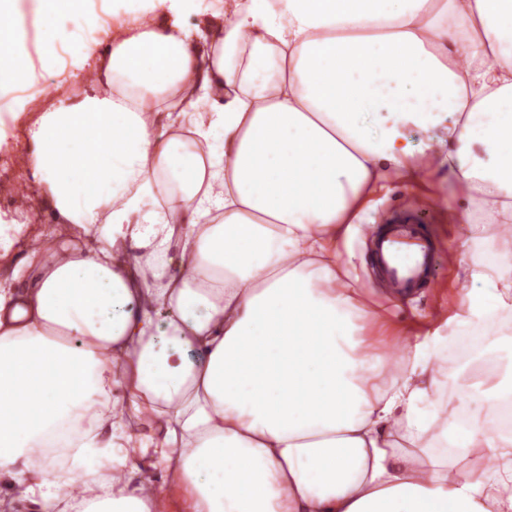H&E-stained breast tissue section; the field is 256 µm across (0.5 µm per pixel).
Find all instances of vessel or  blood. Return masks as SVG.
Returning <instances> with one entry per match:
<instances>
[{"instance_id": "obj_1", "label": "vessel or blood", "mask_w": 512, "mask_h": 512, "mask_svg": "<svg viewBox=\"0 0 512 512\" xmlns=\"http://www.w3.org/2000/svg\"><path fill=\"white\" fill-rule=\"evenodd\" d=\"M371 256L389 293L406 297L431 286L438 248L422 217H405L375 234Z\"/></svg>"}]
</instances>
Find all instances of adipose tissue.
<instances>
[{
    "label": "adipose tissue",
    "mask_w": 512,
    "mask_h": 512,
    "mask_svg": "<svg viewBox=\"0 0 512 512\" xmlns=\"http://www.w3.org/2000/svg\"><path fill=\"white\" fill-rule=\"evenodd\" d=\"M166 3L33 0L34 55L0 0V94L129 28L109 95L40 113L21 156L54 226L0 283V512H512V255L385 389L336 254L394 178L466 184L469 238L512 219V0H248L221 27ZM205 96L183 139L164 102ZM408 125L446 149L411 163Z\"/></svg>",
    "instance_id": "ef3b65f1"
}]
</instances>
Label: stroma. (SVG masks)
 Segmentation results:
<instances>
[{"label": "stroma", "mask_w": 512, "mask_h": 512, "mask_svg": "<svg viewBox=\"0 0 512 512\" xmlns=\"http://www.w3.org/2000/svg\"><path fill=\"white\" fill-rule=\"evenodd\" d=\"M88 84L84 77L66 81L62 76L47 74L21 88L11 102L1 105L0 168H17V157L26 144L25 127L32 114L51 110L60 100L72 97L75 90ZM460 196L459 185L444 172L410 185L391 183L370 196L361 221L352 225L348 236L338 245L347 283L381 318L368 338L376 352L387 359L395 357V338L401 330L422 336L450 335L457 316L465 312V292L470 285L466 268L477 265L490 275L499 256L512 254V223L501 226L496 237L483 242L479 250L463 245L456 224ZM14 197L11 185L1 182L0 221L23 225L17 244L22 251L29 241L46 231L51 213L39 193H32L24 207L17 206ZM405 211L427 213L426 226L439 248V261L432 288L408 299L393 300L371 265L368 243L378 225Z\"/></svg>", "instance_id": "obj_1"}]
</instances>
